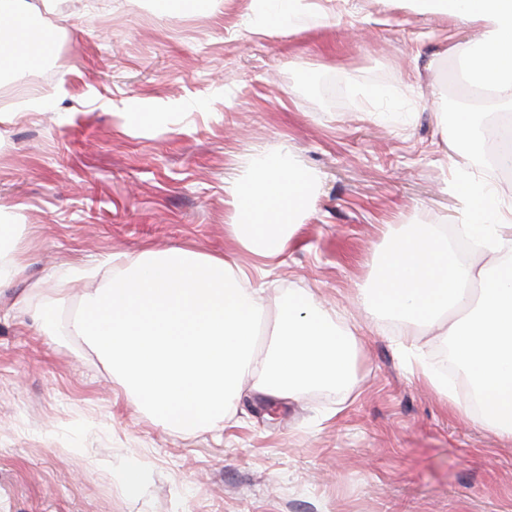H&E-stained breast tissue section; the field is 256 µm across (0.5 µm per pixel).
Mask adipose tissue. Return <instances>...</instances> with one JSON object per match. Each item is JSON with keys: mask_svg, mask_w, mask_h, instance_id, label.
Segmentation results:
<instances>
[{"mask_svg": "<svg viewBox=\"0 0 512 512\" xmlns=\"http://www.w3.org/2000/svg\"><path fill=\"white\" fill-rule=\"evenodd\" d=\"M427 12L480 35L466 51L467 78L492 107L512 110V0H418ZM252 29L262 35L330 24L329 0H251ZM29 0H0V70L38 67L34 51L44 27L17 38L14 24L32 21ZM483 112H456L448 142L481 153ZM317 177L288 144L251 155L224 191L235 212L230 238L268 264L283 256L314 199ZM456 189L472 221L457 234L492 255L489 266L456 261L448 231L437 224L389 230L359 298L373 313L422 324L451 338L454 360L478 397L457 399L427 362L423 348L405 353L420 375L463 422L512 443V202L498 188L467 176ZM23 225L0 213V286L21 279L27 264ZM109 275L85 268L88 282L65 326L108 369L136 406L165 428H220L228 402L250 381L277 400L298 399L311 386L345 385L356 358L354 334L311 297L292 294L268 313L246 268L229 256L188 248L116 256Z\"/></svg>", "mask_w": 512, "mask_h": 512, "instance_id": "adipose-tissue-1", "label": "adipose tissue"}]
</instances>
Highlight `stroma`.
<instances>
[{
	"label": "stroma",
	"instance_id": "1",
	"mask_svg": "<svg viewBox=\"0 0 512 512\" xmlns=\"http://www.w3.org/2000/svg\"><path fill=\"white\" fill-rule=\"evenodd\" d=\"M53 79L12 96L0 125V210L21 215L26 282L0 288V512H512V444L463 424L399 345L448 347L370 318L354 297L388 226H455L454 183L485 159L449 153L437 114L463 73L441 18L351 0L327 28L252 33L249 0H66ZM387 97L372 99L374 89ZM165 104L163 125L126 113ZM288 143L313 204L265 270L226 226L224 186L245 157ZM236 255L270 308L329 303L360 343L350 388L272 402L243 390L223 431L165 429L66 336L20 303L63 266L146 248ZM147 473L139 496L120 471Z\"/></svg>",
	"mask_w": 512,
	"mask_h": 512
}]
</instances>
